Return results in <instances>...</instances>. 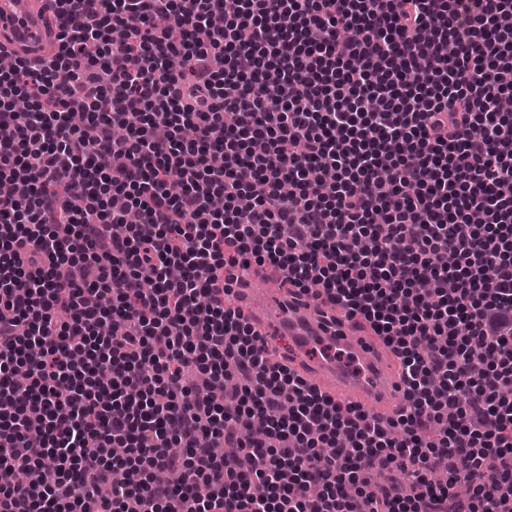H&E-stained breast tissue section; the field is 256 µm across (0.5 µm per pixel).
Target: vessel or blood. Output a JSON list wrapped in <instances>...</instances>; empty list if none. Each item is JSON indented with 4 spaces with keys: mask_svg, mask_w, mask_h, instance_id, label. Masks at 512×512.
Returning <instances> with one entry per match:
<instances>
[{
    "mask_svg": "<svg viewBox=\"0 0 512 512\" xmlns=\"http://www.w3.org/2000/svg\"><path fill=\"white\" fill-rule=\"evenodd\" d=\"M0 30L9 32L6 46L18 56L49 60L59 51L51 0H0ZM241 309L257 334L287 336L300 352L291 368L333 401L383 417L402 408L399 360L360 318L288 287L251 292Z\"/></svg>",
    "mask_w": 512,
    "mask_h": 512,
    "instance_id": "b4317fda",
    "label": "vessel or blood"
}]
</instances>
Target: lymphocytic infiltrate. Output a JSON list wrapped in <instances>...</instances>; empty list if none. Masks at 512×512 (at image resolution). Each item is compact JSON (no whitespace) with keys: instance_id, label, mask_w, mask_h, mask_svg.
Instances as JSON below:
<instances>
[{"instance_id":"1","label":"lymphocytic infiltrate","mask_w":512,"mask_h":512,"mask_svg":"<svg viewBox=\"0 0 512 512\" xmlns=\"http://www.w3.org/2000/svg\"><path fill=\"white\" fill-rule=\"evenodd\" d=\"M71 3L0 72V512H512V0ZM252 262L407 409L270 362ZM253 330L263 336L276 359L288 363V336L292 349L307 352L317 346L338 348L361 365V372L346 368L333 355L309 358L298 355L289 362L308 385L335 402H352L382 417L396 415L404 405L399 360L381 336L358 317H348L331 304L316 300L297 288L253 291L241 303ZM279 331L283 336H268ZM304 357V358H303Z\"/></svg>"}]
</instances>
